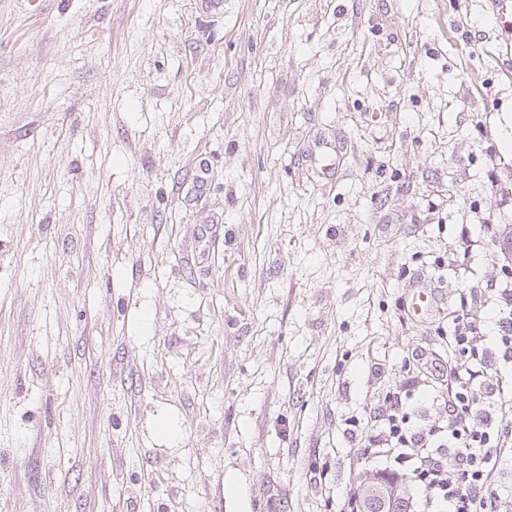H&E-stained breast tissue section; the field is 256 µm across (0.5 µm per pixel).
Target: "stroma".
I'll list each match as a JSON object with an SVG mask.
<instances>
[{
  "mask_svg": "<svg viewBox=\"0 0 512 512\" xmlns=\"http://www.w3.org/2000/svg\"><path fill=\"white\" fill-rule=\"evenodd\" d=\"M223 2L0 0V512H347L412 351L498 334L488 0Z\"/></svg>",
  "mask_w": 512,
  "mask_h": 512,
  "instance_id": "35a3bbf8",
  "label": "stroma"
}]
</instances>
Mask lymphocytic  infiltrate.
Returning <instances> with one entry per match:
<instances>
[{
	"label": "lymphocytic infiltrate",
	"instance_id": "obj_1",
	"mask_svg": "<svg viewBox=\"0 0 512 512\" xmlns=\"http://www.w3.org/2000/svg\"><path fill=\"white\" fill-rule=\"evenodd\" d=\"M499 334L485 344L480 319L455 318L450 359L424 351L406 366L404 392L435 380L443 407L434 424L412 421L400 395L389 398L369 445L393 458L414 483L424 506L437 512H502V448L512 444V280L498 288Z\"/></svg>",
	"mask_w": 512,
	"mask_h": 512
}]
</instances>
